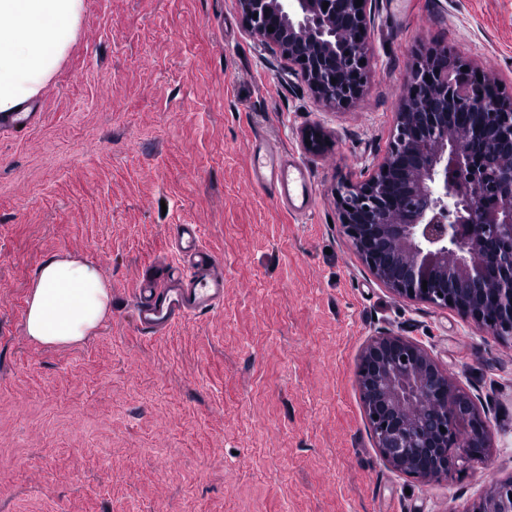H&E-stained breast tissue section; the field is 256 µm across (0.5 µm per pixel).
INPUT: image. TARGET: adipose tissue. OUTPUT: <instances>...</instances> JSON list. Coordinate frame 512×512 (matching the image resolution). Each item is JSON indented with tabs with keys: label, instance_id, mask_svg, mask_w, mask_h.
Segmentation results:
<instances>
[{
	"label": "adipose tissue",
	"instance_id": "adipose-tissue-1",
	"mask_svg": "<svg viewBox=\"0 0 512 512\" xmlns=\"http://www.w3.org/2000/svg\"><path fill=\"white\" fill-rule=\"evenodd\" d=\"M83 0H0V113L35 98L78 27ZM112 289L90 262H44L26 308L27 335L45 346L81 343L108 318Z\"/></svg>",
	"mask_w": 512,
	"mask_h": 512
}]
</instances>
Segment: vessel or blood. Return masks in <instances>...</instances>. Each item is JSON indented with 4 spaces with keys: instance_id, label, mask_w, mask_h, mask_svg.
Here are the masks:
<instances>
[{
    "instance_id": "1",
    "label": "vessel or blood",
    "mask_w": 512,
    "mask_h": 512,
    "mask_svg": "<svg viewBox=\"0 0 512 512\" xmlns=\"http://www.w3.org/2000/svg\"><path fill=\"white\" fill-rule=\"evenodd\" d=\"M251 183L273 195L297 215L311 208L313 188L304 166L284 155L262 136L252 140ZM173 241L187 258L191 272L177 282L142 280L136 290L141 329H162L188 313L210 310L224 299V266L196 240L191 225H177Z\"/></svg>"
}]
</instances>
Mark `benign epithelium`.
<instances>
[{
	"mask_svg": "<svg viewBox=\"0 0 512 512\" xmlns=\"http://www.w3.org/2000/svg\"><path fill=\"white\" fill-rule=\"evenodd\" d=\"M329 2L323 7V2ZM372 0H239L251 34L274 46L333 108L367 80ZM274 31H268V28ZM488 159L474 158L476 143ZM512 98L459 68L448 47L421 55L396 112L388 151L365 180L334 194L339 224L371 274L395 295L449 306L512 342ZM426 206L415 208L418 196ZM496 269L486 275L487 264ZM376 448L392 470L430 483L486 457L488 414L420 343L381 331L355 375ZM445 431H440V428ZM471 512H512V478L492 480Z\"/></svg>",
	"mask_w": 512,
	"mask_h": 512,
	"instance_id": "benign-epithelium-1",
	"label": "benign epithelium"
}]
</instances>
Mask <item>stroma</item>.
Returning <instances> with one entry per match:
<instances>
[{"instance_id":"stroma-1","label":"stroma","mask_w":512,"mask_h":512,"mask_svg":"<svg viewBox=\"0 0 512 512\" xmlns=\"http://www.w3.org/2000/svg\"><path fill=\"white\" fill-rule=\"evenodd\" d=\"M367 45L363 98L336 110L251 36L238 0H84L38 120L0 130V512H470L512 477V343L390 293L334 195L385 156L421 48L512 96V0H375ZM258 133L309 169L305 217L252 186ZM178 224L222 261L224 300L154 334L135 288L178 264ZM53 257L112 288L111 315L73 346L25 330ZM382 330L476 396L485 461L431 483L383 462L355 382Z\"/></svg>"}]
</instances>
